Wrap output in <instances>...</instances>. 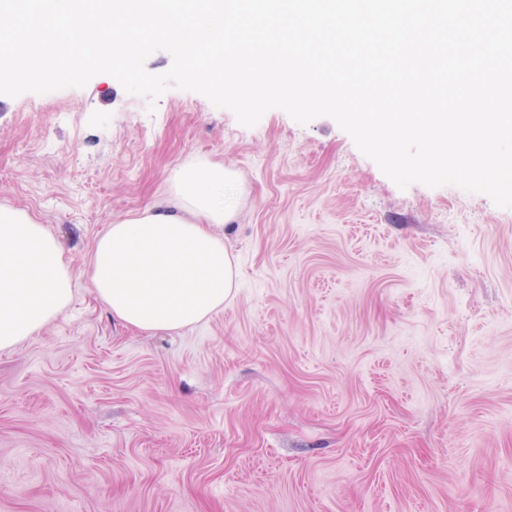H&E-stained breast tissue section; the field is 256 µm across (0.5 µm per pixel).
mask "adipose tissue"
<instances>
[{
    "mask_svg": "<svg viewBox=\"0 0 512 512\" xmlns=\"http://www.w3.org/2000/svg\"><path fill=\"white\" fill-rule=\"evenodd\" d=\"M223 164L171 175V210L148 207L110 224L89 254L98 299L124 326L173 331L223 309L237 271L220 227L231 209ZM61 242L27 211L0 206V352L37 334L67 307L70 268Z\"/></svg>",
    "mask_w": 512,
    "mask_h": 512,
    "instance_id": "1",
    "label": "adipose tissue"
}]
</instances>
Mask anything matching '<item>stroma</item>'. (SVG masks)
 <instances>
[{"instance_id":"obj_1","label":"stroma","mask_w":512,"mask_h":512,"mask_svg":"<svg viewBox=\"0 0 512 512\" xmlns=\"http://www.w3.org/2000/svg\"><path fill=\"white\" fill-rule=\"evenodd\" d=\"M237 175L223 311L141 332L86 266L173 171ZM0 205L69 306L0 352V512H512V208L399 188L330 117L252 127L112 76L0 95Z\"/></svg>"}]
</instances>
